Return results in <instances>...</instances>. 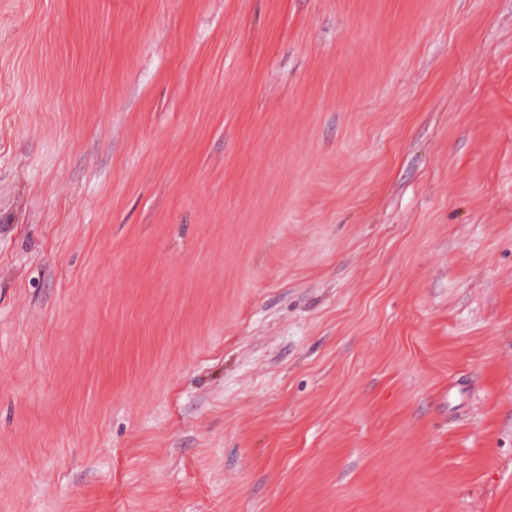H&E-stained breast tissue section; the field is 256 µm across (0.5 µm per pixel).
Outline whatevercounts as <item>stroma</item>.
I'll return each mask as SVG.
<instances>
[{"mask_svg":"<svg viewBox=\"0 0 512 512\" xmlns=\"http://www.w3.org/2000/svg\"><path fill=\"white\" fill-rule=\"evenodd\" d=\"M0 512H512V0H0Z\"/></svg>","mask_w":512,"mask_h":512,"instance_id":"35a3bbf8","label":"stroma"}]
</instances>
